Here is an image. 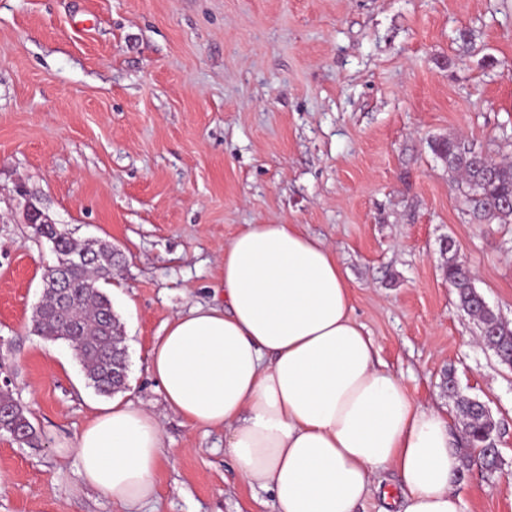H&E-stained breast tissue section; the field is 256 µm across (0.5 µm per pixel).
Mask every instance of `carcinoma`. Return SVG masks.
<instances>
[{
    "label": "carcinoma",
    "instance_id": "carcinoma-1",
    "mask_svg": "<svg viewBox=\"0 0 512 512\" xmlns=\"http://www.w3.org/2000/svg\"><path fill=\"white\" fill-rule=\"evenodd\" d=\"M434 150L448 161V170L460 175V190L473 220L512 223V164L498 163L458 138L442 139L435 143ZM36 233L55 243L53 253L57 260H70L72 319L65 318L56 289L51 287L43 294L34 315V331L45 338L67 342L83 366L88 385L98 394L111 396L126 389L128 356L121 323L102 288H85L92 278L104 283L112 279V245L103 240L81 244L56 224H42ZM445 275L459 306L478 321L484 345L494 351L500 362L512 365V327L482 306L468 270L450 260ZM446 382L445 389L455 399L464 425L463 442L457 447L459 472L474 465L485 469L484 457L489 445L496 442L497 423L484 419V402L462 394L453 375H448ZM0 403L15 407L12 419L0 421V431L13 435L23 429L24 443L35 444L36 431L24 408L7 391L0 393Z\"/></svg>",
    "mask_w": 512,
    "mask_h": 512
}]
</instances>
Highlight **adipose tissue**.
Segmentation results:
<instances>
[{"label": "adipose tissue", "instance_id": "obj_1", "mask_svg": "<svg viewBox=\"0 0 512 512\" xmlns=\"http://www.w3.org/2000/svg\"><path fill=\"white\" fill-rule=\"evenodd\" d=\"M218 291L166 324L147 370L187 425L223 429L276 512H357L386 467L402 512H462L448 422L379 360L334 249L295 224L248 225ZM71 448L85 484L125 512L156 497L161 427L142 404L99 408Z\"/></svg>", "mask_w": 512, "mask_h": 512}]
</instances>
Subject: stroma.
<instances>
[{
  "label": "stroma",
  "mask_w": 512,
  "mask_h": 512,
  "mask_svg": "<svg viewBox=\"0 0 512 512\" xmlns=\"http://www.w3.org/2000/svg\"><path fill=\"white\" fill-rule=\"evenodd\" d=\"M448 137L512 163V0H0V380L40 438L0 433V512H123L65 448L107 399L33 329L56 257L30 200L118 253L103 286L128 353L118 397L148 405L165 451L141 512H273L223 430L184 425L146 370L165 323L212 303L250 224L335 250L353 317L452 433L446 373L486 403L502 467L455 488L462 512H512V369L443 275L469 269L512 324V224L473 223L432 149ZM375 483L358 512H400L399 473Z\"/></svg>",
  "instance_id": "1"
}]
</instances>
